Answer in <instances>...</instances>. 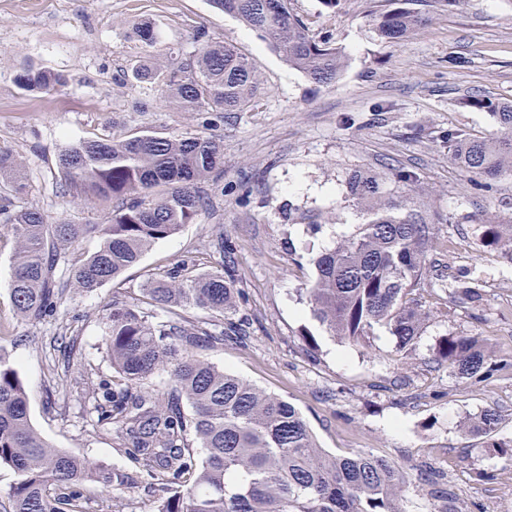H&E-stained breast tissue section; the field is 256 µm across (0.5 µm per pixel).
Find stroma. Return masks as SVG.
<instances>
[{"label":"stroma","instance_id":"1","mask_svg":"<svg viewBox=\"0 0 512 512\" xmlns=\"http://www.w3.org/2000/svg\"><path fill=\"white\" fill-rule=\"evenodd\" d=\"M382 0H291L317 37L332 36L348 61L321 86L288 66L257 33L208 0H0V147L23 162L34 204L73 224L105 223L110 209L63 196L58 155L71 141L134 132L166 137L215 135L224 141V175L211 203L178 233L91 294L65 293L52 316L21 320L11 300L14 241L0 222V346L28 393L31 422L54 447L119 472L143 462L97 424L86 380L118 381L102 316L113 300L142 304V284L180 268L233 271L239 314L249 335L204 351L210 362L276 394L303 415L321 448L371 451L410 475L442 474L459 512H512V456L464 434L463 424L492 406L499 433L512 436V263L487 251L482 224L512 214V179L461 171L446 134L483 138L501 129L486 112L462 107L470 94L512 101V0H462L455 8L419 0L427 22L401 40L382 38L372 14ZM156 40L145 44L137 27ZM238 46L253 61L263 92L244 112H186L166 104L157 85L126 81L141 58L166 61L170 49L192 58L199 41ZM62 75L64 87L28 92L24 67ZM357 169L393 180L436 227L448 254L439 278L465 276L476 305L429 300L414 345L395 349L381 333L353 346L313 317L305 290L315 258L344 226L365 217L346 195ZM416 183L396 182L399 171ZM467 334L486 340L494 371L464 383L436 365L438 342ZM315 344H308V337Z\"/></svg>","mask_w":512,"mask_h":512}]
</instances>
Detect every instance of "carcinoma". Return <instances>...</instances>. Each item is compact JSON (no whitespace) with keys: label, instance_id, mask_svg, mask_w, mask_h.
I'll use <instances>...</instances> for the list:
<instances>
[{"label":"carcinoma","instance_id":"carcinoma-1","mask_svg":"<svg viewBox=\"0 0 512 512\" xmlns=\"http://www.w3.org/2000/svg\"><path fill=\"white\" fill-rule=\"evenodd\" d=\"M216 10L237 18L270 42L292 68L319 85H332L346 56L331 39L310 35L290 9V0H209ZM378 33L399 39L426 18L406 8L373 13ZM170 67L150 58L131 69L136 83L161 84L168 102L189 112H243L262 90L249 57L221 41L199 44L183 62L170 52ZM20 88L48 92L64 86L54 73L22 69ZM467 108L491 113L503 134L475 139L448 133L451 161L491 181L512 175V101L486 96L461 99ZM62 194L86 202H106L105 224H70L35 206H12L0 197L16 243L11 298L17 312L35 322L52 314L67 288L91 293L136 265L157 241L193 222L206 205L207 186L224 172V142L210 135L169 138L132 133L121 138L83 139L58 156ZM0 184L25 188L17 156L0 149ZM353 205L366 214L356 233L314 261L316 277L306 289L314 318L334 337L360 345L378 332L395 338L396 349L412 345L423 317L420 292H442L450 303H476L477 288L456 279L435 284L426 274L435 227L404 200H395L386 178L356 170L348 180ZM95 235L97 251L76 263L62 283L56 268L80 239ZM482 244L512 262V216L482 225ZM240 291L233 276H186L176 270L151 278L142 288L146 304L159 309H201L218 320L214 328H188L180 320L153 322L137 304L112 302L103 317L112 367L124 386L87 382L85 399L99 423L142 456L144 472L158 492L148 512H408L404 496L409 476L370 451L333 455L320 448L302 414L288 401L203 359L199 352L246 343L237 317ZM437 359L460 379L479 381L492 372L475 336L442 339ZM162 372L166 398L144 387ZM191 409L185 415L179 401ZM500 415L485 408L464 430L487 439V447L512 451V437L498 436ZM193 436L202 449L196 455ZM17 474L7 498L9 512H84L81 484L93 477L104 487H135L129 476L78 458L49 444L33 427L28 397L17 369L0 348V467ZM436 500L431 512H457L452 495L439 494L438 474L426 480Z\"/></svg>","mask_w":512,"mask_h":512}]
</instances>
